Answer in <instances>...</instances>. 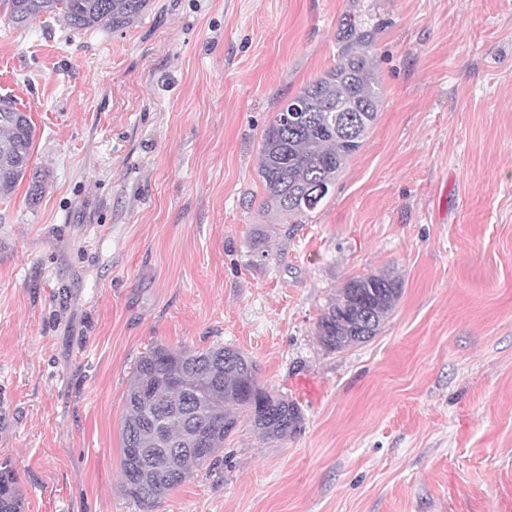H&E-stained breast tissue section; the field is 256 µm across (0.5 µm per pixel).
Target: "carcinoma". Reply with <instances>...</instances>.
I'll use <instances>...</instances> for the list:
<instances>
[{
  "mask_svg": "<svg viewBox=\"0 0 512 512\" xmlns=\"http://www.w3.org/2000/svg\"><path fill=\"white\" fill-rule=\"evenodd\" d=\"M9 20L24 27L49 15L71 29L119 30L137 22L147 0H8ZM356 46L347 47L336 64L295 95L307 114L297 126L282 123L277 112L263 138L258 175L265 188L263 207L293 223L313 213L327 198L304 201L307 188L333 184L349 159L364 145L379 111L381 92L369 55L371 41L349 21ZM346 103L361 108L354 134L333 126L331 110ZM31 117L14 110L0 118V200H8L29 168L34 140ZM403 284L389 273L366 274L348 281L318 318L315 335L324 349L343 351L376 336L401 298ZM207 379L197 399L183 380ZM247 421L264 439L284 440L301 430L299 405L261 385L256 365L224 346L172 350L157 345L139 359L126 396L121 469L127 492L145 509L190 477L224 447L238 423ZM202 434L209 452L192 448ZM133 448H160L158 455L134 457ZM24 490L14 469L0 465V512H22Z\"/></svg>",
  "mask_w": 512,
  "mask_h": 512,
  "instance_id": "1",
  "label": "carcinoma"
}]
</instances>
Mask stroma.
Here are the masks:
<instances>
[{
  "mask_svg": "<svg viewBox=\"0 0 512 512\" xmlns=\"http://www.w3.org/2000/svg\"><path fill=\"white\" fill-rule=\"evenodd\" d=\"M372 39L377 119L300 224L263 209L264 132ZM31 171L0 202V463L23 512H143L121 478L151 347L221 345L304 414L248 422L153 512H512V0H149L133 25L19 28L0 96ZM392 271L380 333L329 352L349 279Z\"/></svg>",
  "mask_w": 512,
  "mask_h": 512,
  "instance_id": "stroma-1",
  "label": "stroma"
}]
</instances>
